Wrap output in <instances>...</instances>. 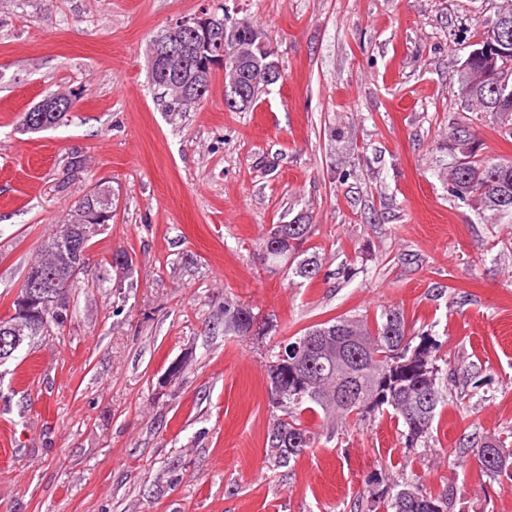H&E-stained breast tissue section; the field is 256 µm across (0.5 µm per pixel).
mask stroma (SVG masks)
<instances>
[{
  "mask_svg": "<svg viewBox=\"0 0 512 512\" xmlns=\"http://www.w3.org/2000/svg\"><path fill=\"white\" fill-rule=\"evenodd\" d=\"M499 3L0 0V317L79 199L104 183L116 203L68 321L0 375V512H361L377 474L512 512V484L472 452L486 436L512 449V224L481 223L435 163L467 117L458 64ZM203 11L261 28L282 77L230 112L215 69L206 100L172 118L149 45ZM52 91L75 96L66 120L23 130ZM301 214L322 262L311 281L261 260L272 226ZM117 249L138 282L124 296ZM228 303L271 331H225ZM393 307L448 357L431 439L408 446L384 412L275 465L270 350ZM175 360L180 378L160 384Z\"/></svg>",
  "mask_w": 512,
  "mask_h": 512,
  "instance_id": "35a3bbf8",
  "label": "stroma"
}]
</instances>
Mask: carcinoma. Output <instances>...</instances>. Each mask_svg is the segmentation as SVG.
<instances>
[{
  "mask_svg": "<svg viewBox=\"0 0 512 512\" xmlns=\"http://www.w3.org/2000/svg\"><path fill=\"white\" fill-rule=\"evenodd\" d=\"M175 38L185 44L183 59L161 62L150 59L153 88L160 92L162 111L178 115L202 103L208 93L212 69L203 67L212 57L232 61L239 52L246 56V68L277 72L279 67L271 50L257 47L250 26L241 27L232 43L210 41L204 44L186 32L168 28L157 38ZM491 48L499 85L480 83L477 74L487 66L488 44ZM456 97L467 111L489 119L499 137L512 142V29L500 34L492 26L471 44V50L456 70ZM269 84L252 83L246 78L247 99L227 103L230 112H244L266 93ZM73 101L66 95L50 93L38 105L37 121L29 130L36 131L62 122ZM440 150L446 159L438 165V177L448 194L468 206L485 224L512 223V161L484 154L483 144L463 124L452 127ZM112 190L103 184L94 187L70 213L74 224H110ZM311 225L299 216L288 224H276L264 241L262 252L272 265L288 264V272L303 280L314 279L321 270L319 256L303 248ZM63 229L42 245L37 263L64 277L73 266L88 259L92 237L75 233L77 247L70 248ZM288 237L276 251L269 239ZM123 258L115 271L121 275L118 288H132L133 261L124 251L112 253ZM0 353L13 358L61 325L58 314L48 312L30 324L23 317L0 318ZM224 328L240 336H263L269 323L260 324L252 310L242 305L224 306ZM442 344L424 329L411 331L404 310L390 308L370 322L356 316H338L306 328L300 336L289 338L270 354L275 367H267L268 396L273 408L281 412L269 428L266 446L279 463L287 465L300 457L322 438L333 432L324 426L312 428L308 419L361 421L375 412L389 411L403 424L411 443H425L431 437L438 407L444 404L440 391L443 367L448 359L441 355ZM481 471L488 477L512 482V452L505 442L486 437L478 447ZM367 512H455L456 503L448 492L427 494L419 487L393 481L381 475L369 482Z\"/></svg>",
  "mask_w": 512,
  "mask_h": 512,
  "instance_id": "obj_1",
  "label": "carcinoma"
}]
</instances>
